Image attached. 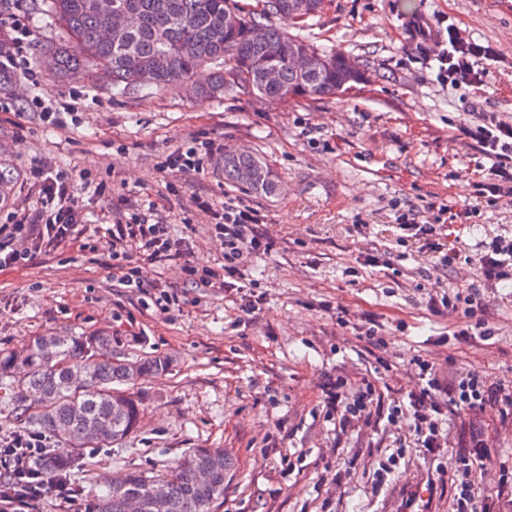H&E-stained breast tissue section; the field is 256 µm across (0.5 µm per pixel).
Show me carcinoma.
<instances>
[{"mask_svg":"<svg viewBox=\"0 0 512 512\" xmlns=\"http://www.w3.org/2000/svg\"><path fill=\"white\" fill-rule=\"evenodd\" d=\"M95 0H42L46 12L69 36V42L51 44L57 77L98 75L115 95L148 94L175 82L187 81L209 70L200 98L217 99L227 91L262 95L257 75L250 81L231 78L234 69L264 61L279 68L280 81L267 89L284 99L320 100L336 95L346 78L349 57L336 54V63L314 75L303 76L288 68V48L305 42L269 22L286 16L276 3L293 6L296 0H268L259 13L241 12L236 27L224 26L231 11L226 0H116L136 18V25L110 39L100 36ZM258 173L254 190L277 193V180L268 165L252 153L224 152V179L239 183L240 171ZM166 357L128 359L114 353L112 333L82 336H40L21 351L0 352V379L20 373L14 405L27 428L49 432L66 447L51 450L35 468L45 479L67 476L77 464L79 451L90 445L118 443L137 429L141 399L131 390L147 372L169 368ZM233 459L222 448H192L162 480L130 471L100 496L85 504V512H156L155 487L166 492L167 512H212L224 499V481Z\"/></svg>","mask_w":512,"mask_h":512,"instance_id":"cac0c4a2","label":"carcinoma"}]
</instances>
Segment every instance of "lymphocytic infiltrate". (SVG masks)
Returning a JSON list of instances; mask_svg holds the SVG:
<instances>
[{
  "label": "lymphocytic infiltrate",
  "instance_id": "lymphocytic-infiltrate-1",
  "mask_svg": "<svg viewBox=\"0 0 512 512\" xmlns=\"http://www.w3.org/2000/svg\"><path fill=\"white\" fill-rule=\"evenodd\" d=\"M33 49L32 32L21 19H13L0 30V77L10 78ZM491 47L460 39L449 33L448 46L437 56L440 70L452 84H483L488 76L479 60L492 57ZM463 135L489 161L472 188L478 196L496 199L512 195V119L498 112L472 113L461 127ZM224 152L223 144L211 139L195 140L193 146L179 148L159 163L162 171L189 175L204 172L215 157ZM29 194L36 202L15 208L9 223L0 224V270L23 264L29 256L72 242L83 222L71 177L49 174L39 169L31 174ZM197 209L208 213L224 235V263L220 267L192 260L186 244L172 239L164 226L155 221L156 202L137 211L117 213L112 225V252L134 258L135 266L116 279L118 287L138 288V264L181 259L183 270L193 284L205 287H233L242 269L255 254L269 252L272 242L260 230L265 217L249 206L224 202L215 206L209 198L195 195ZM476 261L488 283L512 281V238L497 236L484 244ZM419 385L407 392L387 415L388 423L409 417L413 422L411 442L427 454L445 445L443 421L448 412L472 419L486 411L512 409V385L491 380L479 371L456 374L450 386H443L436 369L419 365ZM376 389L369 380L358 382L338 378L328 395L341 425L369 418ZM491 439L482 429L469 428L461 437L450 467L440 469L453 489L452 512H512V493L490 495L475 482L477 469L484 465ZM49 449L46 435L19 430L0 438V512H27L29 505L52 494L69 501L74 497L71 480L48 482L34 469L35 460Z\"/></svg>",
  "mask_w": 512,
  "mask_h": 512
}]
</instances>
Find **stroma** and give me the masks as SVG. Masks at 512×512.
<instances>
[{"instance_id": "1", "label": "stroma", "mask_w": 512, "mask_h": 512, "mask_svg": "<svg viewBox=\"0 0 512 512\" xmlns=\"http://www.w3.org/2000/svg\"><path fill=\"white\" fill-rule=\"evenodd\" d=\"M13 14L26 18L36 44L59 39L40 0H9L0 16ZM419 15L433 29L424 45L412 33ZM452 28L495 51L480 88L439 74L436 55ZM301 31L318 49L357 59L370 82L343 96L269 104L235 93L204 101L183 84L121 96L103 81H56L32 57L0 83V167L14 177L0 224L24 205L37 163L74 176L87 218L76 244L0 271V350L106 329L126 356L173 360L164 374L138 379L143 410L133 434L83 449L69 473L82 498L133 470L166 473L187 449L221 448L236 467L214 512H321L326 500L334 512H452L435 467L454 446L436 459L408 449L379 497L371 482L378 460L411 432L410 420L394 427L386 415L416 387L419 360L512 383V285L489 284L473 261L485 241L512 237V196L475 195L484 158L459 131L472 112L512 117V0H324ZM36 94L70 103L65 125L31 110ZM198 135L260 155L282 190L270 197L227 183L218 162L191 178L158 168ZM196 194L266 217L273 248L251 258L241 290L195 286L178 259L140 269L146 284L176 294V310L114 287L118 203L131 211L155 200L172 238L199 261L223 263L224 240L192 203ZM409 203L439 227L448 262L421 241L400 242L396 212ZM465 210L469 219L459 221ZM369 254L377 265L365 263ZM459 292L481 303L491 335H462L461 319L433 308ZM249 294L262 299L252 314L240 308ZM371 318L383 345L359 336ZM339 376L375 384L380 403L369 423L343 431L328 414L325 388ZM482 425L495 439L478 480L492 493L500 464L512 465V415L491 410ZM285 457L291 468H282Z\"/></svg>"}]
</instances>
